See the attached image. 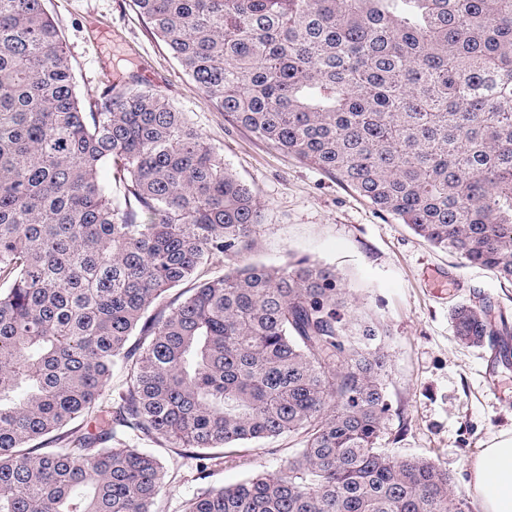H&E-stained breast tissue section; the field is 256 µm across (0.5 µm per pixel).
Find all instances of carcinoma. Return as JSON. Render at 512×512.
Returning <instances> with one entry per match:
<instances>
[{"label":"carcinoma","instance_id":"carcinoma-1","mask_svg":"<svg viewBox=\"0 0 512 512\" xmlns=\"http://www.w3.org/2000/svg\"><path fill=\"white\" fill-rule=\"evenodd\" d=\"M133 3L234 123L512 283V0ZM260 221L184 113L133 85L84 106L44 0H0V512H156L129 429L199 449L181 512H463L434 462L379 451L383 332L350 335L336 268L247 263L165 311ZM452 323L512 338L484 305ZM115 370L112 412L54 445ZM286 432L285 468L208 484L207 449Z\"/></svg>","mask_w":512,"mask_h":512}]
</instances>
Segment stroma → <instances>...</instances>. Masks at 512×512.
Masks as SVG:
<instances>
[{"label":"stroma","instance_id":"35a3bbf8","mask_svg":"<svg viewBox=\"0 0 512 512\" xmlns=\"http://www.w3.org/2000/svg\"><path fill=\"white\" fill-rule=\"evenodd\" d=\"M45 6L81 100H98L107 86L128 82L156 92L185 113L253 191L262 218L251 251L243 258L208 254L200 277L224 275L245 261L279 265L306 258L336 267L357 315L388 331L383 342L390 411L379 448L398 459H431L447 471L464 512H478L468 489L470 464L480 449L512 432V360L499 350L459 342L451 311L472 302L486 305L492 319L512 322V284L461 265L335 176L233 123L186 75L133 0H45ZM127 441L164 467L158 512H180L199 486L190 449L133 434ZM299 446V436L283 435L221 449L209 482L231 485L278 471Z\"/></svg>","mask_w":512,"mask_h":512}]
</instances>
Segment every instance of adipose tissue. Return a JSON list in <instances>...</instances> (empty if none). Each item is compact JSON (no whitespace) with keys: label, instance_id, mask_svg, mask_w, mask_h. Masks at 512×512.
I'll list each match as a JSON object with an SVG mask.
<instances>
[{"label":"adipose tissue","instance_id":"1","mask_svg":"<svg viewBox=\"0 0 512 512\" xmlns=\"http://www.w3.org/2000/svg\"><path fill=\"white\" fill-rule=\"evenodd\" d=\"M471 492L480 512H512V434L501 436L474 458Z\"/></svg>","mask_w":512,"mask_h":512}]
</instances>
